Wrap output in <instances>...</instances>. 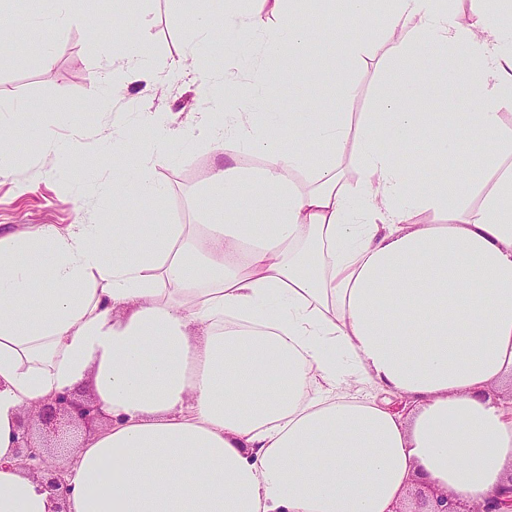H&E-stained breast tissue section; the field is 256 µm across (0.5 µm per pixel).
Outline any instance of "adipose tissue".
Listing matches in <instances>:
<instances>
[{"label":"adipose tissue","instance_id":"1","mask_svg":"<svg viewBox=\"0 0 512 512\" xmlns=\"http://www.w3.org/2000/svg\"><path fill=\"white\" fill-rule=\"evenodd\" d=\"M257 2L199 15L176 67L201 101L236 80L209 75L198 46L241 49L256 32L259 89L317 43L366 64L374 30L386 62L430 46L433 64L417 84L392 71L398 96L357 122L311 103L266 111L260 96L199 113L198 138L226 155L209 176L213 223L150 219L117 189L123 223L0 236V512H54L12 462L18 419L76 389L112 422L69 461L65 512H394L417 482L480 503L512 477V163L494 155L512 108V0H471L468 21L455 0H341L344 36L322 0ZM448 51L471 60V109L434 124L400 101L438 86ZM112 57L124 85L154 87L148 49L116 43ZM295 127L305 140L284 138ZM409 139L443 157L474 143L492 171L478 204L449 173L412 190L395 153ZM231 143L263 167L245 173Z\"/></svg>","mask_w":512,"mask_h":512}]
</instances>
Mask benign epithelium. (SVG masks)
<instances>
[{"mask_svg": "<svg viewBox=\"0 0 512 512\" xmlns=\"http://www.w3.org/2000/svg\"><path fill=\"white\" fill-rule=\"evenodd\" d=\"M111 421L101 403L84 391H64L49 401L23 413L19 420L21 441L14 460L36 477L46 476L49 488L66 485V468L54 463L55 450H67L70 430L81 429L91 434ZM412 512H512V479L498 495L470 504L448 493L424 487L415 498Z\"/></svg>", "mask_w": 512, "mask_h": 512, "instance_id": "7a95c632", "label": "benign epithelium"}]
</instances>
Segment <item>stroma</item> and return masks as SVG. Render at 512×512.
<instances>
[{"label":"stroma","instance_id":"stroma-1","mask_svg":"<svg viewBox=\"0 0 512 512\" xmlns=\"http://www.w3.org/2000/svg\"><path fill=\"white\" fill-rule=\"evenodd\" d=\"M224 0H126V22L112 39L146 45L166 83L163 93L142 87L113 94L111 55L90 49L86 16L100 23L112 20V0H80L64 24L51 23L56 0H0V22L22 26L15 54L0 58V124L12 126L15 139L0 154V233L10 234L28 225L110 224L112 186L118 173L114 153L126 157L129 168L149 166L168 188L163 206L131 194V206L141 212L161 213L173 224L204 223L206 183L216 158L212 144L191 138L195 122L191 106L197 96L193 76L170 77L169 72L195 26L199 11L217 12ZM310 69L270 78L269 103L283 112L300 111L304 97L319 99L323 112L339 110L362 116L376 111L381 96L397 89L384 67V48L374 44L366 65L338 73L336 50L330 44L312 46ZM49 57L50 72L40 60ZM354 86L345 95L346 86ZM40 102L37 112L21 114L14 107ZM66 120H58V113ZM126 115L124 126L112 124V115ZM149 112L163 113L175 138L166 157L157 160ZM73 155L72 168L58 176L47 163L57 149Z\"/></svg>","mask_w":512,"mask_h":512}]
</instances>
